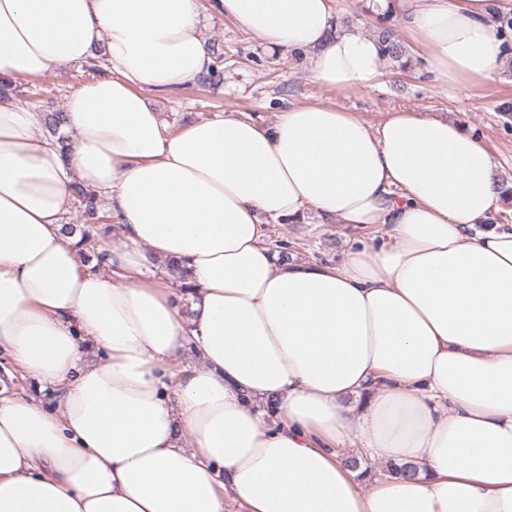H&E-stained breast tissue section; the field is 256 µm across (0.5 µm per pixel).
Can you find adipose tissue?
<instances>
[{"instance_id":"adipose-tissue-1","label":"adipose tissue","mask_w":512,"mask_h":512,"mask_svg":"<svg viewBox=\"0 0 512 512\" xmlns=\"http://www.w3.org/2000/svg\"><path fill=\"white\" fill-rule=\"evenodd\" d=\"M488 4L396 10L439 82L477 86L506 54ZM207 11L308 52L327 89L383 75L333 0H0V79L105 64L67 96L69 151L0 99V351L36 388L0 396V512H512V226L490 222L511 200L490 151L422 112L371 126L326 102L166 131L152 99L210 70ZM76 182L118 224L100 271L62 230ZM311 212L387 234L283 261L269 224ZM187 349L201 366L175 370Z\"/></svg>"}]
</instances>
